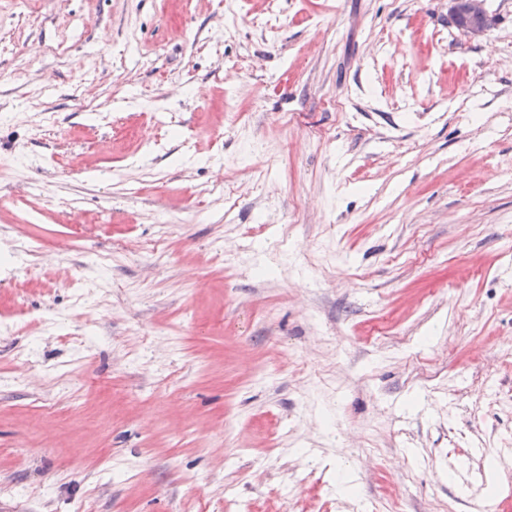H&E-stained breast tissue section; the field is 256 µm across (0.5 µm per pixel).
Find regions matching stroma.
Listing matches in <instances>:
<instances>
[{"label": "stroma", "mask_w": 512, "mask_h": 512, "mask_svg": "<svg viewBox=\"0 0 512 512\" xmlns=\"http://www.w3.org/2000/svg\"><path fill=\"white\" fill-rule=\"evenodd\" d=\"M0 0V512H512V0ZM485 0H448L454 24L464 32L476 35L490 27L491 16L484 8Z\"/></svg>", "instance_id": "35a3bbf8"}]
</instances>
